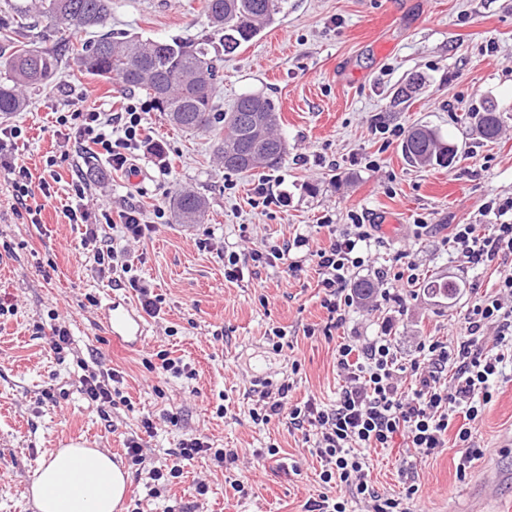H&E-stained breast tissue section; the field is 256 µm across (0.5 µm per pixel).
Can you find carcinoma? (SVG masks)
I'll return each mask as SVG.
<instances>
[{"label": "carcinoma", "mask_w": 512, "mask_h": 512, "mask_svg": "<svg viewBox=\"0 0 512 512\" xmlns=\"http://www.w3.org/2000/svg\"><path fill=\"white\" fill-rule=\"evenodd\" d=\"M288 0H203L209 31L193 41L179 37L164 40L141 36L101 35L94 42L71 48L78 70L96 78H115L127 89L146 93L156 111L187 133H216L215 154L230 172L277 166L286 153V142L278 133L280 115L268 97L245 94L216 125L214 104L216 62L237 51L272 26L284 12ZM35 11L55 26L73 31L103 29L112 19V0H31L16 12L4 28L19 33L27 27V13ZM77 13L82 22L72 25L68 16ZM60 54L32 48L25 43L12 46L0 56L6 81L0 82V117L26 110L25 91L49 86L58 79ZM465 123L484 139L497 138L502 114L490 98L465 116ZM401 151L413 166L449 167L458 160V146L443 140L427 126L416 125L405 134ZM180 224H200L207 212L204 197L182 191L174 199ZM428 296L453 300L459 285L451 280L428 278L419 283Z\"/></svg>", "instance_id": "cac0c4a2"}]
</instances>
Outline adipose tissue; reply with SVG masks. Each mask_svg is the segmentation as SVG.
I'll use <instances>...</instances> for the list:
<instances>
[{
	"label": "adipose tissue",
	"mask_w": 512,
	"mask_h": 512,
	"mask_svg": "<svg viewBox=\"0 0 512 512\" xmlns=\"http://www.w3.org/2000/svg\"><path fill=\"white\" fill-rule=\"evenodd\" d=\"M126 484L109 452L73 442L43 461L30 493L36 512H116Z\"/></svg>",
	"instance_id": "adipose-tissue-1"
}]
</instances>
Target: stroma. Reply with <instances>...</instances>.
I'll use <instances>...</instances> for the list:
<instances>
[{"mask_svg":"<svg viewBox=\"0 0 512 512\" xmlns=\"http://www.w3.org/2000/svg\"><path fill=\"white\" fill-rule=\"evenodd\" d=\"M111 28L145 38H196L207 21L202 0H112ZM84 32L38 23L23 42L64 50L59 78L48 88L28 91L29 106L10 119L21 126L18 156L33 178L56 172L55 195L41 221L25 224L14 214L6 173L0 172V512H36L27 491L41 462L70 442L109 450L126 471L127 491L119 512H306L307 502L337 496L319 479L321 464L312 442L293 429L287 416L254 424L256 380H290L294 404L335 403L341 380L336 347L342 337L365 338L389 324L403 360L416 355L420 341L436 336L455 340L462 315L476 288L490 287L494 269L472 268L456 260L446 241L453 225L482 223L489 197L512 196V0H288L286 14L220 64L224 76L216 102L229 111L244 93L271 98L280 115L287 152L273 169L232 173L212 155L213 134L191 135L150 109L140 91L114 80L80 75L67 50L87 42ZM418 76L423 84L412 99L394 106L396 86ZM494 98L504 127L486 141L461 125L465 112ZM147 106L146 125L164 150L166 173L154 155L139 154L135 173L112 171L89 153L48 169L64 140L56 115L91 101L122 111L127 100ZM389 127L422 124L444 140L460 144L463 156L450 167L408 165L400 138L384 140L377 118ZM84 176L92 195L113 212L131 206L145 213L167 212L144 244L131 250L138 275L161 294L163 316L149 322L143 347L113 346L88 296L134 298L132 289L100 272L92 251L79 250L80 232L69 223V186ZM265 183L270 195H287V206L257 202L254 188ZM183 190L208 204L203 223L179 224L172 201ZM360 214L381 227L385 245L360 279L379 270L395 273L394 256L406 252L418 277H448L463 288L452 304H438L419 288L389 283L390 298H376L349 313L331 336L307 337V326L323 328L327 311L314 266L297 277L287 268H259L238 283L224 278V259L199 250L196 239L208 232L250 247L282 241L296 233L323 242L324 216L347 224ZM429 231L414 237L413 224ZM69 326L70 350L55 353L43 327ZM286 334L282 351L266 338L270 328ZM167 351L185 367L183 375L161 374L157 351ZM299 370H292V362ZM114 369L119 393L98 406L80 392L85 368ZM226 406V416L216 415ZM157 420L144 433V417ZM512 433V380L494 384L491 403L475 430L477 444L495 448ZM207 436L214 447L239 455L223 470L207 459L181 463L182 475L154 497L148 466L171 463L182 439ZM140 437L147 465L137 468L125 442ZM276 455H269V448ZM411 454L402 441L371 451L369 478L380 494L408 497L411 512H448L451 502L466 504L480 479L483 462L474 460L458 478L461 449L417 460L419 490L407 496L402 471ZM206 494H198L197 481ZM244 492H236L234 483Z\"/></svg>","mask_w":512,"mask_h":512,"instance_id":"1","label":"stroma"}]
</instances>
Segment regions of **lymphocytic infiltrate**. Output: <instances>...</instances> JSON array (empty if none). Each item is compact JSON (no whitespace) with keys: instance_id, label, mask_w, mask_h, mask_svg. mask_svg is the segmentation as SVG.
I'll return each instance as SVG.
<instances>
[{"instance_id":"1","label":"lymphocytic infiltrate","mask_w":512,"mask_h":512,"mask_svg":"<svg viewBox=\"0 0 512 512\" xmlns=\"http://www.w3.org/2000/svg\"><path fill=\"white\" fill-rule=\"evenodd\" d=\"M57 123L65 130L66 140L82 149H96L116 171L132 166L136 151L148 147L144 117L137 103H127L124 110L110 113L98 107L61 113ZM0 169L9 175L12 208L20 219L36 224L41 209L34 206L35 195L51 197L47 180L33 182L29 169L17 157L0 159ZM89 185L85 179L72 184L75 205L66 216L81 226L80 244L94 250L101 270L122 272L135 291L142 310L159 317L163 300L150 285L132 272L127 249L100 243L101 226L111 224L107 206L89 208L85 202ZM489 224H457L449 238L453 253L472 268L496 265L499 278L492 290L481 293L463 314L464 331L456 341L437 339L421 341L417 355L402 363L388 330H381L365 340L348 339L336 348V370L342 379L336 402L318 406L313 402L287 406L289 382L265 384L258 390L252 411L254 423H268L271 417L287 415L294 429L311 431L315 452L323 468V484L344 490L345 499L321 496L310 503V512H346L348 499L365 500L371 512H405L402 502L374 490L368 479L366 452L392 447L402 440L414 456L429 457L447 446L460 448L457 473L465 475L471 462L483 450L474 437L493 399L492 386L512 366V198H489L482 208ZM329 240L317 244L306 234L283 243H268L250 251L228 250L224 253V278L242 281L253 267L287 266L289 273L301 271L304 263L313 264L322 290L321 305L328 313L323 330L307 327L306 336L330 335L340 328L347 314L359 300L352 288L357 269L370 259L376 242L377 227L354 217L352 223L336 224L323 218ZM410 374L414 387L403 391L400 377Z\"/></svg>"}]
</instances>
